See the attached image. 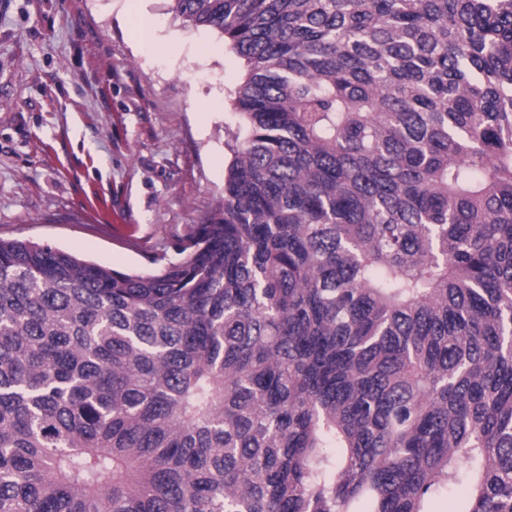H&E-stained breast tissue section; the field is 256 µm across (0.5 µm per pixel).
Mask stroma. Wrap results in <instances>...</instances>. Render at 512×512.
Segmentation results:
<instances>
[{
  "label": "stroma",
  "mask_w": 512,
  "mask_h": 512,
  "mask_svg": "<svg viewBox=\"0 0 512 512\" xmlns=\"http://www.w3.org/2000/svg\"><path fill=\"white\" fill-rule=\"evenodd\" d=\"M0 0V237L120 271L218 209L244 60L140 0Z\"/></svg>",
  "instance_id": "35a3bbf8"
}]
</instances>
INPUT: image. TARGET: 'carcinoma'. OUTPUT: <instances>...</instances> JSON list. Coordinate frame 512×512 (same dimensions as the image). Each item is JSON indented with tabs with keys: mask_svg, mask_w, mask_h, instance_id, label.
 Here are the masks:
<instances>
[{
	"mask_svg": "<svg viewBox=\"0 0 512 512\" xmlns=\"http://www.w3.org/2000/svg\"><path fill=\"white\" fill-rule=\"evenodd\" d=\"M170 2L246 63L224 206L0 237V512H512V0Z\"/></svg>",
	"mask_w": 512,
	"mask_h": 512,
	"instance_id": "1",
	"label": "carcinoma"
}]
</instances>
